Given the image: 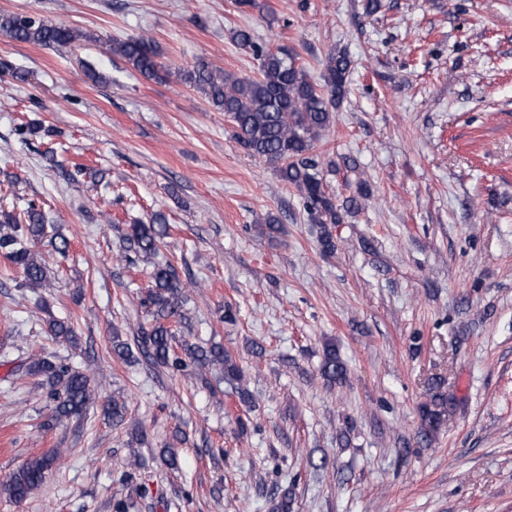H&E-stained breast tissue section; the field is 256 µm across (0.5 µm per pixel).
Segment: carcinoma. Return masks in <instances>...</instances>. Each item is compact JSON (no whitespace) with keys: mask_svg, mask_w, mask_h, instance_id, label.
I'll return each mask as SVG.
<instances>
[{"mask_svg":"<svg viewBox=\"0 0 512 512\" xmlns=\"http://www.w3.org/2000/svg\"><path fill=\"white\" fill-rule=\"evenodd\" d=\"M0 33L20 42L63 50L80 40L97 41L99 37L65 24H54L32 16L0 18ZM239 48L252 54L258 62L257 75H234L199 61L193 68L177 71L191 87L199 90L215 109L224 113L232 128V137L251 157L275 168L280 179L299 192L308 220L321 226L319 244L322 251H336V241L328 229L342 222V214L361 207L360 198L368 197L365 186L358 187L360 197L336 204V197L325 189L323 163L313 154L316 143L335 118L336 106L348 92L350 60L343 51L328 54L323 83L312 80L297 64L296 52L286 46L271 49L255 41L247 28L234 31ZM110 48L136 72L148 79L163 82L172 75L171 68L159 61L154 41L145 36H128L115 40ZM47 219L37 202L31 200L21 211L0 203V255L20 271L19 287L33 293L50 286V270L45 260L33 250L36 241L46 234ZM169 235L166 215L155 212L147 224H133L121 237L120 257L135 265L151 259ZM148 291L141 305L152 318V326L142 340V352L154 363L184 372L193 366L203 372L218 369L224 380L236 385L241 400L249 398L242 387L243 369L230 352L219 344L203 347L178 339V329L185 319L183 305L188 300L176 267L155 265L149 274ZM50 335L75 341V332L67 320L50 318ZM181 351H176V348ZM27 372L39 378L52 401V415L44 426L51 427L71 417H79L96 399L89 375L63 360L41 356L31 360ZM321 374L329 383L341 384L347 371L328 348ZM448 412V399L435 394L423 405L422 413L429 427L438 426ZM59 453L52 452L27 460L9 479L0 484V492L16 503L45 483Z\"/></svg>","mask_w":512,"mask_h":512,"instance_id":"obj_1","label":"carcinoma"}]
</instances>
